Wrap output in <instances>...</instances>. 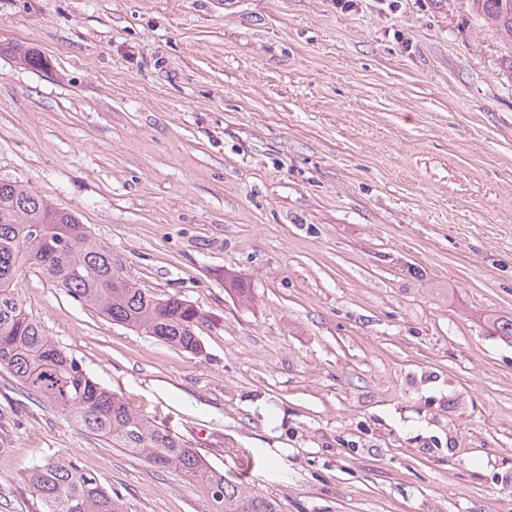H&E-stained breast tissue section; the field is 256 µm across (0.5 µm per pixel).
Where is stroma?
I'll return each instance as SVG.
<instances>
[{
    "label": "stroma",
    "instance_id": "1",
    "mask_svg": "<svg viewBox=\"0 0 512 512\" xmlns=\"http://www.w3.org/2000/svg\"><path fill=\"white\" fill-rule=\"evenodd\" d=\"M0 179L206 313L195 355L19 285L281 512H512V43L468 0H0ZM61 456L128 512L213 510L0 374V512Z\"/></svg>",
    "mask_w": 512,
    "mask_h": 512
}]
</instances>
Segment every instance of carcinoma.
<instances>
[{"instance_id": "carcinoma-1", "label": "carcinoma", "mask_w": 512, "mask_h": 512, "mask_svg": "<svg viewBox=\"0 0 512 512\" xmlns=\"http://www.w3.org/2000/svg\"><path fill=\"white\" fill-rule=\"evenodd\" d=\"M471 5L512 42V0H471ZM30 266L116 325L190 354L203 351L196 334L205 320L199 307L176 296H158L115 273L110 248L74 214L24 185L0 179V373L112 447L157 468L180 471L201 486L215 512H280L274 498L225 476L188 441L143 418L47 336L19 293ZM21 480L36 495L41 512H126L118 493L67 458L35 465Z\"/></svg>"}]
</instances>
